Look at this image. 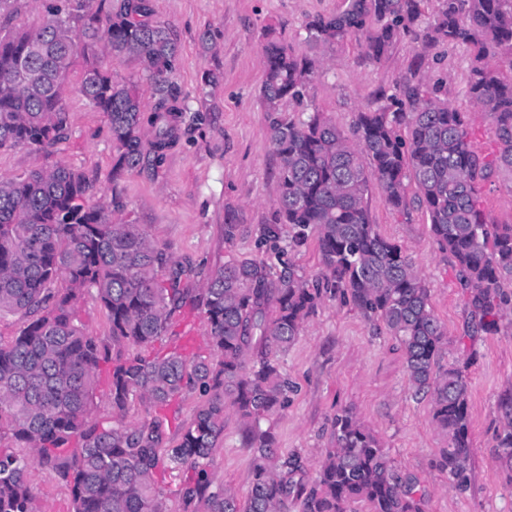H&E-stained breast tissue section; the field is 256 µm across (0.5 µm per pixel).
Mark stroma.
Wrapping results in <instances>:
<instances>
[{
    "label": "stroma",
    "instance_id": "35a3bbf8",
    "mask_svg": "<svg viewBox=\"0 0 512 512\" xmlns=\"http://www.w3.org/2000/svg\"><path fill=\"white\" fill-rule=\"evenodd\" d=\"M157 18L173 28L180 58L170 76L185 97L187 112L179 140L161 164L112 178L114 148L105 113L94 111L76 93L65 98L68 131L52 158L32 148L0 150V176H14L57 160L83 173L92 184L88 202L107 204L120 194L124 221L144 227L149 238L168 246L176 261L193 273L189 287L243 257L263 258L273 272L281 265L265 242L262 228L279 194V180L261 97L262 48L266 28L297 51H305V24L312 16L342 10L345 0H151ZM472 51L444 45L425 51L413 36H403L381 62L365 59L356 43L319 49L309 100L336 126L348 131L358 112L394 94L413 65L428 80H442V95L467 114V139L489 163V175L476 189L487 219L512 224V173L498 168V143L489 118L467 95ZM221 72L220 85L201 95L204 71ZM370 219L380 234L399 245L424 280L431 306L447 343L438 363L455 364L470 382L468 418L471 456L467 481L458 487L442 465L448 433L434 417L429 395H413L399 341L382 323L340 300L322 302L281 356L288 400L262 421L280 455H298L301 479L310 484L332 446L337 414L352 412L384 448L402 479L412 481L422 512H512V479L499 461L498 436L512 416V308L500 306V330L475 332L468 295L455 267L436 245L423 207L409 200L393 211L379 191L366 198ZM237 232L225 239L224 222ZM212 357L202 302L174 315L170 331L145 348L161 356L177 348ZM246 423L227 409L224 435L208 466L216 482L247 499L254 454L245 445Z\"/></svg>",
    "mask_w": 512,
    "mask_h": 512
}]
</instances>
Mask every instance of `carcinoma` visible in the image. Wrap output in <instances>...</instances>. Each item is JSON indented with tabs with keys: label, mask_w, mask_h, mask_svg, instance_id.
I'll list each match as a JSON object with an SVG mask.
<instances>
[{
	"label": "carcinoma",
	"mask_w": 512,
	"mask_h": 512,
	"mask_svg": "<svg viewBox=\"0 0 512 512\" xmlns=\"http://www.w3.org/2000/svg\"><path fill=\"white\" fill-rule=\"evenodd\" d=\"M105 2L93 9L92 0H55L40 23L12 28L11 0H0V149L23 145L53 154L67 130L65 92L75 71L77 91L108 117L112 181L162 162L176 144V122L186 111L169 80L179 61L177 38L149 0H122L115 11ZM422 2L346 0L343 11L309 19L305 41L318 48L361 39L372 62L410 33L426 49L471 47L467 94L494 128L499 167L511 172L512 77L502 76L498 62L512 69V0H433V21L418 30ZM263 56L261 94L279 175L263 236L277 241L286 232L288 250L296 251L316 234L323 271L310 281L290 263L274 279L270 266L253 258L212 271L203 300L215 362L177 351L123 354L128 345L167 335L192 295L183 286L190 270L140 225L115 218L125 207L119 195L112 194L110 208L86 205L90 184L61 162L0 178V315L22 321L14 340L0 344V439L8 433L28 448L24 456L0 451V512H44L29 479L33 468L68 487L72 512H166L157 476L177 467L194 472L179 492L182 512H286L290 504L298 512H347L356 501L368 512H420L412 486L349 412L336 415L334 448L310 488L294 481L303 469L299 457L268 465L276 448L260 422L288 391L277 353L301 335L322 301L336 297L401 342L415 394L432 393L436 420L448 430L443 467L456 486L464 483L467 377L437 369L445 332L428 290L401 249L371 224L365 198L375 187L402 210L415 186L436 244L469 290L477 330L496 333L495 300L512 285V224H491L477 207L476 184L487 165L467 142L466 115L413 70L385 102L360 110L347 134L314 108L298 118L286 109L309 107L314 59L275 39ZM130 57L149 82L151 110L135 81L114 74ZM60 279L67 287H54ZM87 292L107 311L106 337L90 335L76 316ZM104 365L110 421L92 419ZM196 387L203 404L179 427L178 444L161 447L163 411ZM136 401L150 419L128 423L124 414ZM229 405L248 424L246 445L256 455L244 510L207 470ZM498 448L512 474V419Z\"/></svg>",
	"instance_id": "obj_1"
}]
</instances>
